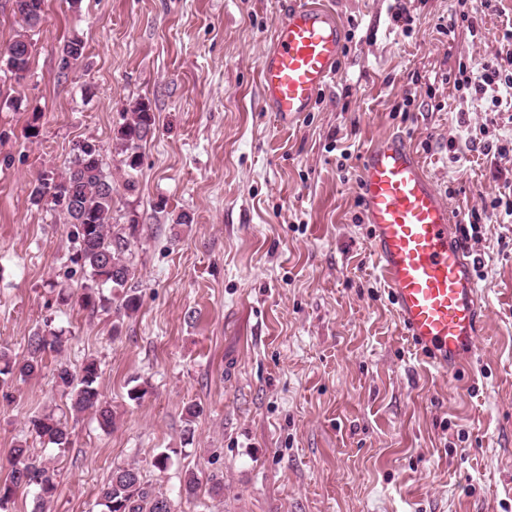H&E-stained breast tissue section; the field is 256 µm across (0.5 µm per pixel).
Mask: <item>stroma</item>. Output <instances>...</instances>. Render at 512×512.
<instances>
[{
    "mask_svg": "<svg viewBox=\"0 0 512 512\" xmlns=\"http://www.w3.org/2000/svg\"><path fill=\"white\" fill-rule=\"evenodd\" d=\"M289 2L45 0L27 78L0 70V348L23 360L53 318L72 367L99 362L116 413L109 432L72 415L51 355L0 398V460L24 440L58 470L47 512H101V486L129 465L172 512H512V151L471 147L482 130L512 141V109L490 111L449 73L512 51V0L477 5L474 37L448 33L457 0H414L408 37L391 0H326L351 38L311 112L286 121L262 103L259 64ZM75 35L86 55L60 73ZM412 88L410 112H394ZM142 98L156 130L127 192L112 130ZM393 132L458 223L488 213L467 241L483 261L482 332L459 384L404 335L359 221L361 156ZM82 139L138 222L129 318L50 303L51 285L77 295L84 276L70 271L68 225L31 205V180L63 171ZM49 412L68 447L32 436ZM188 471L201 479L191 496Z\"/></svg>",
    "mask_w": 512,
    "mask_h": 512,
    "instance_id": "1",
    "label": "stroma"
}]
</instances>
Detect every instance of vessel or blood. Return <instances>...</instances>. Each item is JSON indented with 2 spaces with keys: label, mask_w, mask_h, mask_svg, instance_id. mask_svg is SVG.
<instances>
[{
  "label": "vessel or blood",
  "mask_w": 512,
  "mask_h": 512,
  "mask_svg": "<svg viewBox=\"0 0 512 512\" xmlns=\"http://www.w3.org/2000/svg\"><path fill=\"white\" fill-rule=\"evenodd\" d=\"M342 41L323 0H294L260 62L266 108L288 120L308 112L336 73ZM356 187L403 330L436 370L456 373L475 353L483 303L446 200L399 133L365 151Z\"/></svg>",
  "instance_id": "1"
}]
</instances>
